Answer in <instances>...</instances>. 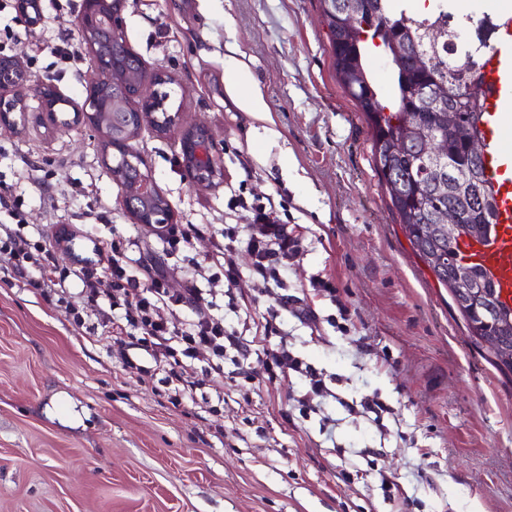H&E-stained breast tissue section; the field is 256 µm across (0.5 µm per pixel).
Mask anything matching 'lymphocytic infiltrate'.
Segmentation results:
<instances>
[{
    "label": "lymphocytic infiltrate",
    "mask_w": 512,
    "mask_h": 512,
    "mask_svg": "<svg viewBox=\"0 0 512 512\" xmlns=\"http://www.w3.org/2000/svg\"><path fill=\"white\" fill-rule=\"evenodd\" d=\"M235 205L250 214L246 231L237 226L225 225L220 238L214 239L217 254L215 266L194 265L187 270L178 266H134L127 248L116 241L103 242L100 263H88L74 270L73 274L83 285L79 292L66 288L65 274L58 271L53 248L61 244L63 232L39 234L30 238L17 199L8 186L0 187V209L8 212L11 224L0 226V261L26 285L35 288L48 301L64 307L75 326H83L82 312L85 305L98 304L117 315L128 328L136 331L135 344L157 364L163 366L167 383L189 391L195 363L219 374L224 369V354L234 349L241 357H248L250 343L234 330L228 329L223 317L212 314L213 305L207 292L199 288V281L223 283V293L229 306H237L240 297L235 287L240 277L236 263L238 251H246L252 262L251 275L262 284L280 288L279 307L292 301L288 295V266L303 253L302 237L295 228L284 222L274 202L247 200L236 196ZM181 274L184 286L181 291L170 292L166 286L169 276ZM107 282L105 291H98L100 282ZM190 316L183 322L175 317L182 311ZM284 331L273 321L255 325V335L260 340L278 337L276 348L267 353L266 367L269 380H277L294 372L306 380V389L296 397L302 410H310L315 398L328 394L325 380L315 369L303 365L288 347Z\"/></svg>",
    "instance_id": "1"
}]
</instances>
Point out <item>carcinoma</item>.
<instances>
[{
  "instance_id": "obj_1",
  "label": "carcinoma",
  "mask_w": 512,
  "mask_h": 512,
  "mask_svg": "<svg viewBox=\"0 0 512 512\" xmlns=\"http://www.w3.org/2000/svg\"><path fill=\"white\" fill-rule=\"evenodd\" d=\"M430 2L429 11L420 14L394 8L390 0H364L361 13L347 24L344 0H321L336 75L372 121L374 170L386 186L407 238L424 260L448 250V239L435 227L436 215L448 206H459L465 224L493 225L496 221L495 199H490L482 212L469 203L443 196L437 191V183L444 180L442 175L433 170L422 172L411 165L406 155L396 151L398 135L408 125L416 129L410 146L414 153L421 151L426 134L443 128L437 113L417 111L421 104L417 90L422 86L440 90L451 103L461 99L468 102L465 111L458 113L454 130L438 136L443 150L461 158L468 142L480 139L482 104L477 95L478 75L485 55L496 48L495 40L482 36V29L491 19L484 17L476 24L448 12V0ZM378 35L382 36L389 58L391 93L386 98L374 83L355 86L348 79L349 68L365 66L367 54L375 50L374 39ZM414 49L425 56L421 68L410 63L408 51ZM394 172L400 177L397 186L390 181ZM433 273L448 288L478 347L491 358L512 348V325L504 327L496 320L487 322L468 314L467 306L457 297V273L453 267L443 265Z\"/></svg>"
}]
</instances>
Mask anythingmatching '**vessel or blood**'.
<instances>
[{
	"label": "vessel or blood",
	"mask_w": 512,
	"mask_h": 512,
	"mask_svg": "<svg viewBox=\"0 0 512 512\" xmlns=\"http://www.w3.org/2000/svg\"><path fill=\"white\" fill-rule=\"evenodd\" d=\"M484 109V162L496 191L497 226L470 254L491 279L500 299L512 304V11L500 21V45L484 59L478 81Z\"/></svg>",
	"instance_id": "b4317fda"
}]
</instances>
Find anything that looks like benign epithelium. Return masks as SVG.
Masks as SVG:
<instances>
[{
    "label": "benign epithelium",
    "instance_id": "1",
    "mask_svg": "<svg viewBox=\"0 0 512 512\" xmlns=\"http://www.w3.org/2000/svg\"><path fill=\"white\" fill-rule=\"evenodd\" d=\"M126 0H84L83 9L74 21L80 41L94 62V74L86 99L78 103L66 97L50 79L36 80L24 60L18 56H0V126L17 128L36 117L37 124L60 122L59 113H72L70 124L87 123L100 132L106 146L117 151V162L110 165L113 179L123 191V205L135 223L146 227L167 224L172 218L170 202L156 181L142 171L140 156L128 149V107L132 103L140 123H148L159 134H178L180 162L190 182L197 186L217 184L224 177L223 152L213 135L200 123L188 122L182 110L167 106L169 98L154 87L170 82L171 77L161 68L147 67L132 49L125 34L123 11ZM19 16L31 26L40 24V0H17ZM420 96L428 105L424 112L448 113V129H453L461 104L449 105L425 88ZM34 98L37 106L29 104ZM469 162L460 163L452 155L425 151L422 161L448 171L449 191L469 188L474 201L483 203L480 184L472 179L482 158L481 145L468 144ZM457 210L448 208V264L459 266L456 246H464L466 235ZM459 292L474 301L473 311L499 318L512 315L497 295L486 288L481 279L471 282Z\"/></svg>",
    "mask_w": 512,
    "mask_h": 512
}]
</instances>
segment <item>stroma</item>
I'll return each mask as SVG.
<instances>
[{
  "mask_svg": "<svg viewBox=\"0 0 512 512\" xmlns=\"http://www.w3.org/2000/svg\"><path fill=\"white\" fill-rule=\"evenodd\" d=\"M5 2V55L83 101L87 51L68 64L49 53L64 37L78 44L83 0H43L35 27ZM124 18L133 50L173 77L171 102L223 146L224 180L205 188L189 183L176 136L147 127L130 142L174 223L200 231L166 257L157 232L124 210L89 126L0 128V174L27 224L69 232L55 250L62 269L94 257L84 226L99 213V234L134 242L142 261L206 264L224 225L248 222L235 195L273 197L305 237L288 272L296 301L279 322L332 395L300 412L303 379L269 381L255 343L243 362L225 357L223 378L197 372L193 398L173 405L147 375L149 357L97 340L99 307L86 306L76 327L0 267V512H512V372L475 346L414 253L374 172L368 119L336 77L320 0H127ZM239 62L248 75L234 85ZM253 82L271 122L239 106ZM236 262L246 303L220 297L214 312L239 330L276 291L252 278L247 252ZM316 274L335 298H309ZM309 303L314 327L295 316ZM373 394L390 409L380 421L347 410Z\"/></svg>",
  "mask_w": 512,
  "mask_h": 512,
  "instance_id": "stroma-1",
  "label": "stroma"
}]
</instances>
